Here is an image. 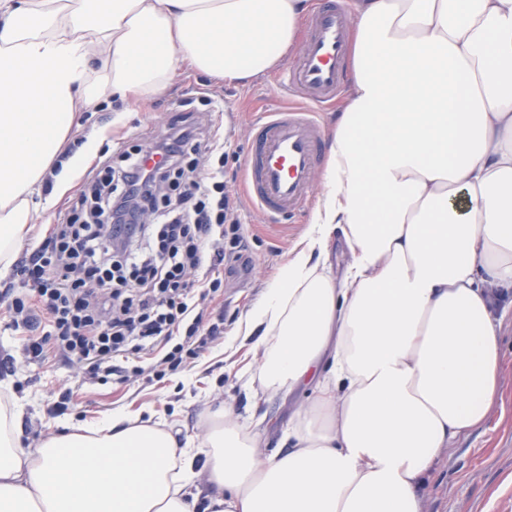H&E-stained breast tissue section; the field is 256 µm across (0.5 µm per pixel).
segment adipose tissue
Instances as JSON below:
<instances>
[{
	"mask_svg": "<svg viewBox=\"0 0 512 512\" xmlns=\"http://www.w3.org/2000/svg\"><path fill=\"white\" fill-rule=\"evenodd\" d=\"M349 89L311 222L248 312L250 381L310 387L276 448L220 407L197 436L121 411L23 448L0 410V512H421L484 424L512 317V0H346ZM313 0H0V279L103 130L176 74L245 83L296 57ZM349 261L329 264L334 235Z\"/></svg>",
	"mask_w": 512,
	"mask_h": 512,
	"instance_id": "obj_1",
	"label": "adipose tissue"
}]
</instances>
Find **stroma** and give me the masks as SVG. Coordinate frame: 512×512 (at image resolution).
<instances>
[{
    "mask_svg": "<svg viewBox=\"0 0 512 512\" xmlns=\"http://www.w3.org/2000/svg\"><path fill=\"white\" fill-rule=\"evenodd\" d=\"M276 76L268 74L245 84H219L204 76L176 77L165 94L155 98L148 111L124 112L119 106H101L83 113L84 130L104 129L105 140L98 152L106 160L129 148L144 137L157 133L163 118L183 111L188 101L199 99L202 91L216 88L221 102L213 114L216 127L230 125L226 135L230 153L227 171L233 172L230 192L244 197L245 157L252 136V122L263 112L282 106L275 89ZM246 249L238 262L224 275V334L209 344L200 357L186 369L162 380L137 378L129 384L86 383V374L78 366L56 361L37 363L20 357L21 334L16 331L0 298V358L15 356L9 386L0 385V401L23 404L24 426L32 441L53 435L63 426L80 427L112 412L143 406L157 415L176 417L183 433H198V416L206 404L224 401L239 411L254 416H276L275 427L268 432L269 444H276L306 390L266 401L250 399L239 375L249 362V347L255 339L239 335L249 308L263 296L277 267L307 229L310 211L289 218L286 226L271 225L252 204L246 202L240 215ZM504 367V412L462 436L437 461L425 494L423 512H512V320L498 331ZM73 391L64 413L51 408L61 388Z\"/></svg>",
    "mask_w": 512,
    "mask_h": 512,
    "instance_id": "35a3bbf8",
    "label": "stroma"
}]
</instances>
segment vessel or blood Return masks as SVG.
<instances>
[{
    "instance_id": "b4317fda",
    "label": "vessel or blood",
    "mask_w": 512,
    "mask_h": 512,
    "mask_svg": "<svg viewBox=\"0 0 512 512\" xmlns=\"http://www.w3.org/2000/svg\"><path fill=\"white\" fill-rule=\"evenodd\" d=\"M350 18L338 0H321L309 16V37L295 63L279 79L280 92L307 103L299 111L264 113L246 156L247 191L269 219L300 212L310 200L314 174L328 142L319 107L345 88Z\"/></svg>"
}]
</instances>
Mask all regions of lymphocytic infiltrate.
<instances>
[{
	"label": "lymphocytic infiltrate",
	"instance_id": "lymphocytic-infiltrate-1",
	"mask_svg": "<svg viewBox=\"0 0 512 512\" xmlns=\"http://www.w3.org/2000/svg\"><path fill=\"white\" fill-rule=\"evenodd\" d=\"M203 103L103 161L86 178L89 196L23 262L35 300L14 298L9 310L26 358L78 364L95 380L161 379L223 335L207 304L245 237L225 144L211 132L214 100ZM148 154L163 158L155 170L143 167Z\"/></svg>",
	"mask_w": 512,
	"mask_h": 512
}]
</instances>
